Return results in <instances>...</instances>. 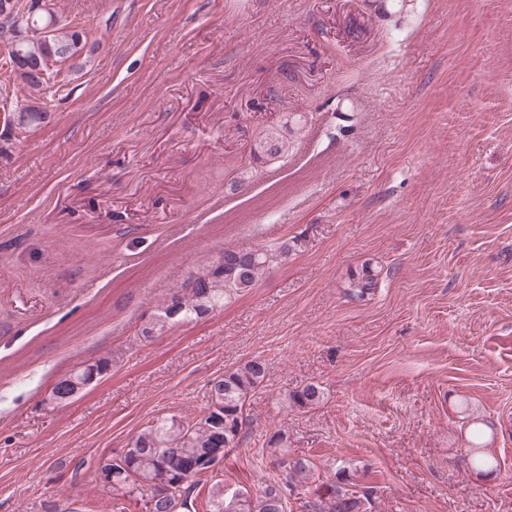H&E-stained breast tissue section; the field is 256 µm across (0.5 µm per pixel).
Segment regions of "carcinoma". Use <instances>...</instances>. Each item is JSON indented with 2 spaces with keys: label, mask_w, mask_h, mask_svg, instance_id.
<instances>
[{
  "label": "carcinoma",
  "mask_w": 512,
  "mask_h": 512,
  "mask_svg": "<svg viewBox=\"0 0 512 512\" xmlns=\"http://www.w3.org/2000/svg\"><path fill=\"white\" fill-rule=\"evenodd\" d=\"M35 26L51 28L47 40L33 45L20 41L4 43L7 53L5 66L9 79L23 85L35 97L47 84L33 69L25 70L16 62L33 55L62 58L66 52L84 58L86 34L79 26L62 23L57 12L38 11L29 16ZM47 112L31 102L19 115V124L46 118ZM290 142L280 134L269 132L258 144V152L266 158L288 154ZM293 246L283 241L273 248L264 246L247 250L224 249L218 263L205 268L192 278L193 286L182 288L170 300L158 306L155 314L141 331L139 340L161 336L183 319L198 316L199 311L224 304L229 297L257 285L270 266L288 259ZM379 272L364 264L353 273V287L357 295L364 296L378 288ZM112 368V360L100 359L75 370L54 384L49 404L66 406L74 399L73 393L84 391L85 381L95 373L102 378ZM268 373L266 362L255 358L208 382V407L195 418L176 415L162 416L142 425L131 438L128 450L112 455V487L128 490V494L144 495L175 480H186L177 486L176 512H288V496L305 489V512H367L371 496L368 487L360 485L358 468L340 465L334 480L315 484L311 463L298 458L289 463L286 477L265 479L256 494L232 487L211 472L213 458L208 453L224 449L227 456L243 440L239 426L245 423L246 404L251 394L263 383ZM321 386L309 384L287 394L282 404L291 408H305L320 402ZM485 433L478 423H472L469 448L471 467L480 474H492L499 467L498 460L478 451ZM263 454L277 461L288 455V434L276 429L266 435Z\"/></svg>",
  "instance_id": "cac0c4a2"
}]
</instances>
